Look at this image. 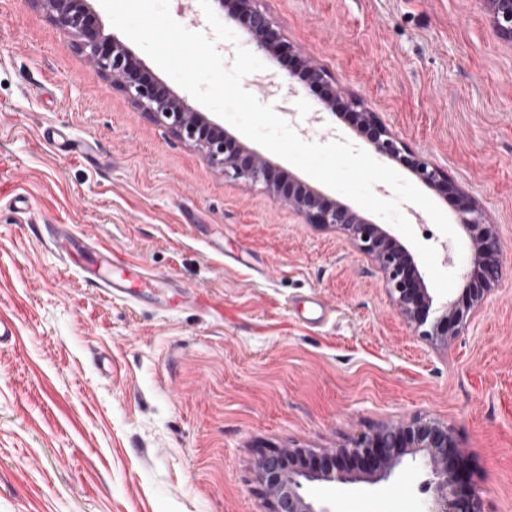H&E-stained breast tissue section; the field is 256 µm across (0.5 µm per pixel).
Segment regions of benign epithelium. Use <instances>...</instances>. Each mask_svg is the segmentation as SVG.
Segmentation results:
<instances>
[{
	"label": "benign epithelium",
	"mask_w": 512,
	"mask_h": 512,
	"mask_svg": "<svg viewBox=\"0 0 512 512\" xmlns=\"http://www.w3.org/2000/svg\"><path fill=\"white\" fill-rule=\"evenodd\" d=\"M52 21L67 34L72 45L103 76L109 77L141 112L166 125L181 141L197 148L206 163L220 171L224 179L251 186L259 185L299 213L306 224L344 230L358 249L379 266L384 286L399 314L415 335L427 340L451 341L467 331L471 316L502 277L500 240L487 213L458 191L440 168L415 153L362 100L337 86L324 98V110L345 115L361 133L374 153L409 170L423 184L457 201L460 226L470 237L471 264L457 269L461 287L468 295L463 307L444 306L435 314L429 293L412 254L395 236L366 220L356 208L332 200L288 175L277 159L246 148L237 138L209 121L202 113L174 94L154 77L117 37L103 33L89 0H36ZM229 15H242L254 48L272 54L280 74L290 80L299 73L311 84L327 83L325 69L299 52L285 38L273 17L251 7L252 0H213ZM497 30L512 41V0H485ZM306 450L288 454L271 450L257 463V478L268 500L267 512H333L307 495L315 481H349L345 459L358 461L362 469L379 473L385 479L409 455L425 469L420 484L426 495L422 512H485L480 489L473 482L471 460L458 447L448 425L416 417L390 421L362 434L351 445L298 466L294 457Z\"/></svg>",
	"instance_id": "1"
}]
</instances>
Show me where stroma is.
Listing matches in <instances>:
<instances>
[{
	"mask_svg": "<svg viewBox=\"0 0 512 512\" xmlns=\"http://www.w3.org/2000/svg\"><path fill=\"white\" fill-rule=\"evenodd\" d=\"M288 42L491 217L500 288L451 343L415 336L347 235L225 180L137 111L31 0H0V512H265L261 454L323 456L392 419L448 424L512 512V40L484 0H256ZM302 140L364 141L325 86L258 93ZM79 262L158 280L114 296ZM308 494L419 512L412 460Z\"/></svg>",
	"mask_w": 512,
	"mask_h": 512,
	"instance_id": "stroma-1",
	"label": "stroma"
}]
</instances>
